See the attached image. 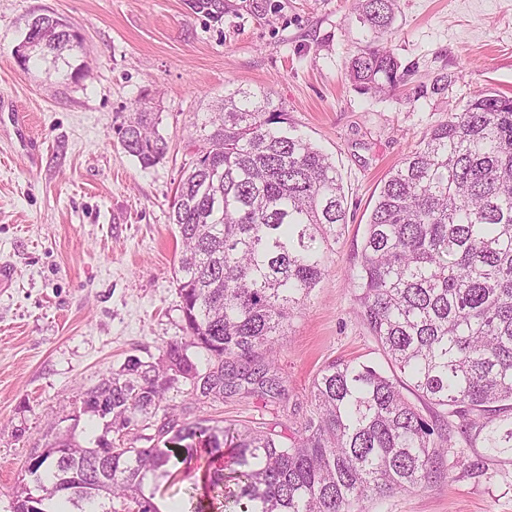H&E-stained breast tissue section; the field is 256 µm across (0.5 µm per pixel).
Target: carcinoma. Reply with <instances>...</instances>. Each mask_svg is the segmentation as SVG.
<instances>
[{"label":"carcinoma","instance_id":"carcinoma-1","mask_svg":"<svg viewBox=\"0 0 512 512\" xmlns=\"http://www.w3.org/2000/svg\"><path fill=\"white\" fill-rule=\"evenodd\" d=\"M396 0H358L364 45L348 60L362 91L386 94L404 78L387 48ZM221 20L217 0H194ZM37 55L69 58L77 31L57 17L28 24ZM190 137L191 161L176 189L172 221L182 250L175 272L185 329L205 350L201 395L252 386L270 402L282 384L273 353L331 263V242L346 219L341 177L327 154L291 129L265 91L238 89ZM142 167L166 144L138 100L121 128ZM358 312L398 376L354 361L333 362L314 378V409L284 443L257 428L207 420L163 423V445L83 448L58 438L30 456L39 495L25 489L13 512H48L56 496L86 512H161L146 480L169 469L189 478L206 464L205 487L223 492L224 512H351L353 502L419 489L448 461V423L429 421L408 389L452 415L512 403V96L484 92L433 125L381 187L351 277ZM167 367L130 359L84 393V404L112 415L117 430L161 409L168 371L196 379L197 368L170 344ZM491 448H512V421L488 431ZM222 465L211 469L214 460Z\"/></svg>","mask_w":512,"mask_h":512}]
</instances>
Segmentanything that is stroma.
<instances>
[{
  "mask_svg": "<svg viewBox=\"0 0 512 512\" xmlns=\"http://www.w3.org/2000/svg\"><path fill=\"white\" fill-rule=\"evenodd\" d=\"M221 22L190 0H0V98L25 115L38 151L21 146L0 111V512L32 485L31 454L58 437L84 447L117 439L84 392L129 359L160 361L185 343L199 372L207 355L185 331L174 270L181 251L172 203L196 124L232 90H265L289 123L334 161L347 202L333 263L276 347L286 398L203 397L178 379L164 404L179 421L201 417L291 437L313 410L312 382L332 361L386 367L357 313L350 275L389 173L426 131L474 95L512 96V0H396L389 49L406 82L362 93L346 65L363 35L354 0H222ZM50 15L82 37L62 80L14 55L33 18ZM145 98L166 144L141 167L120 129ZM353 512H512V449L483 435L453 436L442 478Z\"/></svg>",
  "mask_w": 512,
  "mask_h": 512,
  "instance_id": "obj_1",
  "label": "stroma"
}]
</instances>
